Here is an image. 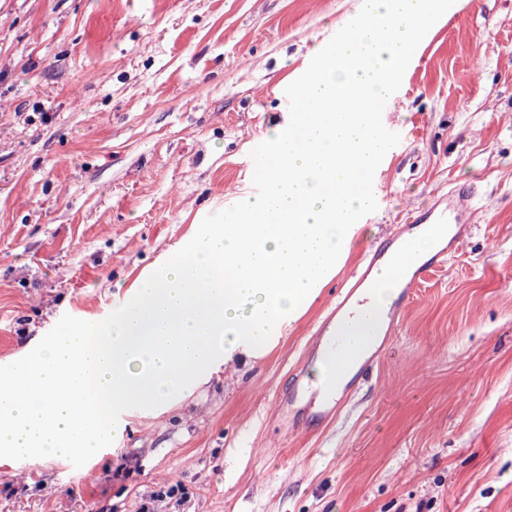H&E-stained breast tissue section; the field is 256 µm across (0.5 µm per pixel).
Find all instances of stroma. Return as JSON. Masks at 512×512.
I'll return each mask as SVG.
<instances>
[{
	"instance_id": "1",
	"label": "stroma",
	"mask_w": 512,
	"mask_h": 512,
	"mask_svg": "<svg viewBox=\"0 0 512 512\" xmlns=\"http://www.w3.org/2000/svg\"><path fill=\"white\" fill-rule=\"evenodd\" d=\"M359 0H0V365L66 314L106 318L202 220L252 192L288 85ZM384 123L378 209L266 357L132 419L83 471L0 460V512H512V0H455ZM478 214L336 420L276 408L373 244L449 188Z\"/></svg>"
}]
</instances>
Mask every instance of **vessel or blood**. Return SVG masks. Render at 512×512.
Returning a JSON list of instances; mask_svg holds the SVG:
<instances>
[{
	"mask_svg": "<svg viewBox=\"0 0 512 512\" xmlns=\"http://www.w3.org/2000/svg\"><path fill=\"white\" fill-rule=\"evenodd\" d=\"M474 217L471 193L455 188L446 194L443 206L430 207L427 212L411 218L409 223L396 225L383 242L368 251L361 268L351 276L335 303L330 305L312 336L313 348L328 356L338 372L368 371L381 353V346L371 345L354 359L339 354L338 336L342 324L354 319L355 308L365 303L366 295L377 276L385 268L392 267L396 270V297L387 308L376 310L367 318L366 323L376 336L394 335L400 316L417 288H420L430 271L445 262L448 254L459 250ZM431 231L437 234L432 251L424 256L406 258L404 252L410 239L416 234ZM350 394L351 390L345 384L314 390L299 378L290 389L279 395L278 402L291 405L298 399H306L318 420L329 422L334 420Z\"/></svg>",
	"mask_w": 512,
	"mask_h": 512,
	"instance_id": "b4317fda",
	"label": "vessel or blood"
}]
</instances>
